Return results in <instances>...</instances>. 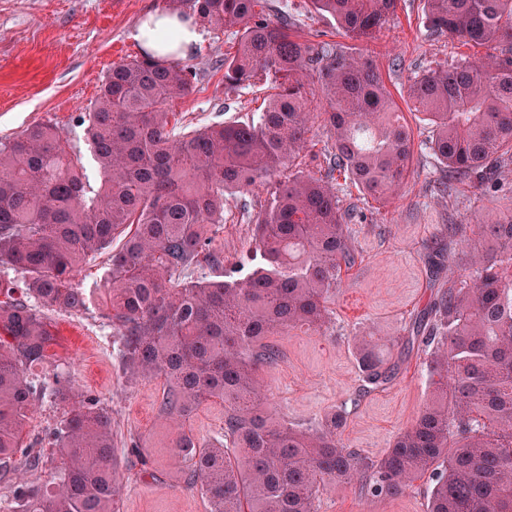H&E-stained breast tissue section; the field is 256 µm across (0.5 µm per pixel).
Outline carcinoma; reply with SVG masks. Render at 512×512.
I'll use <instances>...</instances> for the list:
<instances>
[{
	"instance_id": "cac0c4a2",
	"label": "carcinoma",
	"mask_w": 512,
	"mask_h": 512,
	"mask_svg": "<svg viewBox=\"0 0 512 512\" xmlns=\"http://www.w3.org/2000/svg\"><path fill=\"white\" fill-rule=\"evenodd\" d=\"M355 44L375 37L396 0H311ZM179 17L237 27L224 57V86L263 72L283 79L257 117L177 131L169 102L196 74L147 51L112 65L89 111L91 183L57 126L30 125L0 140V474L46 464L24 445L36 402L72 404L53 434L60 456L44 485L16 477L0 512H117L121 489L112 417L68 380L36 385L56 333L45 311L86 306L76 278L118 238L101 279L117 356L140 378L164 380L159 414L183 483L208 512H317L328 488L356 486L374 502L396 499L427 478L424 512H512V207L478 220V243L420 310L405 342L423 354L428 401L379 457L347 447L342 433L363 397L397 376V365L353 342L361 380L350 403L316 423L276 416L258 380L283 352L276 337L335 323L332 300L357 261L354 210L338 177L363 199L400 198L414 145L372 60L351 47L309 44L271 0H168ZM430 31L480 57L414 77L407 96L430 124L423 143L438 161L435 190L470 182L512 196V0H426ZM327 133L317 171L284 174L305 154L316 120ZM279 178L260 204L252 245L262 267L224 279L191 270L220 263L214 245L224 195L250 194ZM15 276H10V273ZM224 404V436L200 442L187 422Z\"/></svg>"
}]
</instances>
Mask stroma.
Here are the masks:
<instances>
[{
	"label": "stroma",
	"instance_id": "35a3bbf8",
	"mask_svg": "<svg viewBox=\"0 0 512 512\" xmlns=\"http://www.w3.org/2000/svg\"><path fill=\"white\" fill-rule=\"evenodd\" d=\"M273 2L293 14L294 32L302 40L347 45L335 21L315 13L309 0ZM166 7V0H0V139L33 123L51 121L87 172L95 173L85 128L77 116L94 102L113 63L139 54L133 38L139 21ZM424 11L425 0H398L389 22L362 48L380 68L417 150L401 199L381 207L372 220L353 226L358 259L336 294L333 328L323 335L298 331L281 337V362L260 373L270 402L292 423L316 422L354 397L359 387L354 338L407 336L432 294L427 257L433 247L447 245L456 262L466 251L464 242L449 237V225H464L470 233L479 214L512 206V199L484 195L467 184L453 186L444 197L430 191L439 166L422 147L429 127L423 114L407 103L404 90L422 70L472 56L476 49L431 35ZM198 31L199 41L186 59L197 73L193 88L169 106L180 125L191 130L242 121L263 111L275 93L273 79L261 73L250 85L224 86V55L238 39L235 29L202 24ZM263 198L258 192L247 200L239 195L225 200L216 239L223 267L248 269L258 263L251 245L252 221ZM106 267L107 257L101 254L79 274L81 286L90 291L85 309L52 314L57 340L48 349V363L34 368L33 376L49 382L58 375L70 378L76 391L97 397L110 410L114 445L122 451L119 512H207L201 494L182 484L167 446L169 433L159 416L162 380H135L119 366L105 299L93 288ZM223 267L205 265L199 273L219 280ZM427 392L417 352L403 351L396 380L362 399L350 415L343 442L362 453L381 455L413 422ZM66 410L65 404L46 400L30 416L29 440L46 457L54 455L47 436ZM134 443L153 462L156 482L141 481L140 461L129 453ZM424 503L419 487L384 503L362 498L357 488L338 487L321 495L318 512H424Z\"/></svg>",
	"mask_w": 512,
	"mask_h": 512
}]
</instances>
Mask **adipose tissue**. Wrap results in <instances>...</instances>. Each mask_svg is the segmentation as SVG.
Listing matches in <instances>:
<instances>
[{
  "label": "adipose tissue",
  "instance_id": "adipose-tissue-1",
  "mask_svg": "<svg viewBox=\"0 0 512 512\" xmlns=\"http://www.w3.org/2000/svg\"><path fill=\"white\" fill-rule=\"evenodd\" d=\"M133 37L163 59L186 57L199 39L193 22L181 21L166 12L147 14L137 25Z\"/></svg>",
  "mask_w": 512,
  "mask_h": 512
}]
</instances>
